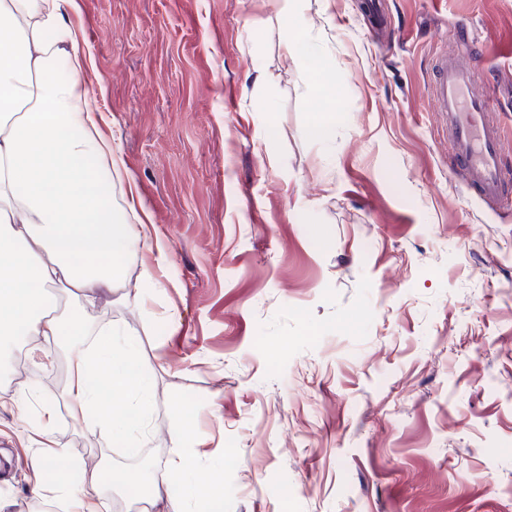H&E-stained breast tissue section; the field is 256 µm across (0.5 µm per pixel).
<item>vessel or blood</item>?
<instances>
[{
  "instance_id": "vessel-or-blood-1",
  "label": "vessel or blood",
  "mask_w": 512,
  "mask_h": 512,
  "mask_svg": "<svg viewBox=\"0 0 512 512\" xmlns=\"http://www.w3.org/2000/svg\"><path fill=\"white\" fill-rule=\"evenodd\" d=\"M448 42L432 69L429 104L445 118L449 167L488 205L511 206L503 129L493 99L481 89L483 70L469 61L474 48L463 22L449 23Z\"/></svg>"
}]
</instances>
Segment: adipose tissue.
<instances>
[{
	"instance_id": "ef3b65f1",
	"label": "adipose tissue",
	"mask_w": 512,
	"mask_h": 512,
	"mask_svg": "<svg viewBox=\"0 0 512 512\" xmlns=\"http://www.w3.org/2000/svg\"><path fill=\"white\" fill-rule=\"evenodd\" d=\"M75 7L76 0H0V350L26 340L30 359L42 365L52 361L58 337L71 332V416L88 432H111L136 456L150 403L134 345L118 343L116 328L93 331L79 320L64 326L50 300L62 287L89 295L112 289L137 246L154 247L156 262L166 258L150 225L113 223L106 189L93 174L97 162L116 167L120 159L98 134L99 117L80 82L88 50L64 21ZM58 56L70 74L48 79ZM105 392L135 398V417L101 409ZM144 479L152 502L190 498L205 512H224L223 481L200 476L192 453L172 458L163 479Z\"/></svg>"
}]
</instances>
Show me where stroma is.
I'll use <instances>...</instances> for the list:
<instances>
[{
    "mask_svg": "<svg viewBox=\"0 0 512 512\" xmlns=\"http://www.w3.org/2000/svg\"><path fill=\"white\" fill-rule=\"evenodd\" d=\"M78 5L114 218L168 251L127 256L87 315L139 346L155 469L192 452L224 512H512V208L462 189L428 106L465 20L512 160V0H383L377 26L363 0H301L317 44L291 52L266 0ZM68 374L0 364V512H65L52 441L79 477L135 470L70 417Z\"/></svg>",
    "mask_w": 512,
    "mask_h": 512,
    "instance_id": "stroma-1",
    "label": "stroma"
}]
</instances>
